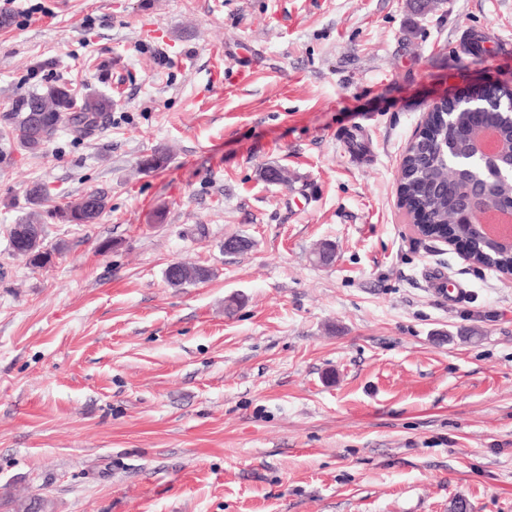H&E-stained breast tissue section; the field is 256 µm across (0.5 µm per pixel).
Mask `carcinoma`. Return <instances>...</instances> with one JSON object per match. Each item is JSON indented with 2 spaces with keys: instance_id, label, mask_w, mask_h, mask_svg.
<instances>
[{
  "instance_id": "1",
  "label": "carcinoma",
  "mask_w": 512,
  "mask_h": 512,
  "mask_svg": "<svg viewBox=\"0 0 512 512\" xmlns=\"http://www.w3.org/2000/svg\"><path fill=\"white\" fill-rule=\"evenodd\" d=\"M501 104L489 109L496 130L498 162L501 166L512 165V88L498 90ZM112 111V97L103 94L76 95L66 84L47 86L39 93L16 101L11 111L3 115L4 122L14 134L17 147L28 154L42 150L59 130L61 124L69 126L78 136L98 127L99 120ZM468 117L457 102H445L433 109L423 131L409 141L401 168L400 181L407 206L424 214L430 224L448 225L458 238L472 239L473 227L469 224H448L449 215L457 206V199L448 195L450 182L464 179L465 174L451 168L446 161V146L453 129ZM52 189L37 183L26 191V200L34 208L43 206L51 199ZM488 206L478 216L477 223L499 205L512 206V182H497L490 195ZM108 196L101 191H89L45 211L48 218H59L69 224H92L106 210ZM11 251L28 258L32 268L43 267L59 247L48 248L44 238V225L31 213L11 225L9 230ZM474 259L500 271L512 270V252L475 246ZM210 276L207 269L177 264L176 279L165 276L174 286L195 283Z\"/></svg>"
}]
</instances>
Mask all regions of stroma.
Listing matches in <instances>:
<instances>
[{
    "label": "stroma",
    "instance_id": "stroma-1",
    "mask_svg": "<svg viewBox=\"0 0 512 512\" xmlns=\"http://www.w3.org/2000/svg\"><path fill=\"white\" fill-rule=\"evenodd\" d=\"M415 7L0 0V113L59 83L113 102L34 155L0 125V512H512V283L397 197L433 98L512 83V0ZM36 182L109 194L47 222L40 269L9 248ZM177 261L211 276L171 286ZM108 196L101 191H89L64 206L44 211L46 218H59L69 224H93L106 210Z\"/></svg>",
    "mask_w": 512,
    "mask_h": 512
}]
</instances>
